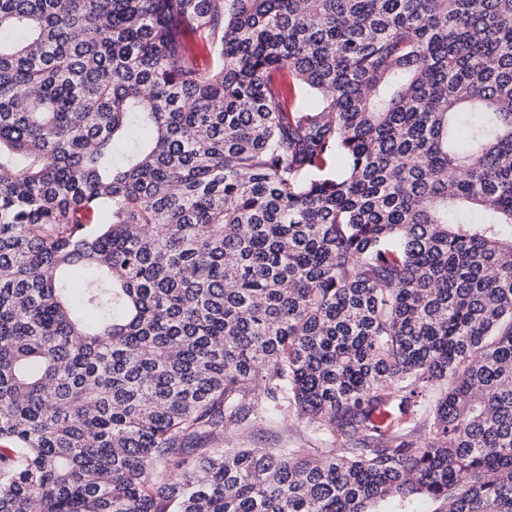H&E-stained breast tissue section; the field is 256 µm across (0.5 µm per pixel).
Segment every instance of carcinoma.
Listing matches in <instances>:
<instances>
[{
  "label": "carcinoma",
  "mask_w": 512,
  "mask_h": 512,
  "mask_svg": "<svg viewBox=\"0 0 512 512\" xmlns=\"http://www.w3.org/2000/svg\"><path fill=\"white\" fill-rule=\"evenodd\" d=\"M418 498L512 512V0H0V512ZM312 425L306 420L279 419L257 428L228 434L224 437V448H302L306 443L318 439Z\"/></svg>",
  "instance_id": "1"
}]
</instances>
